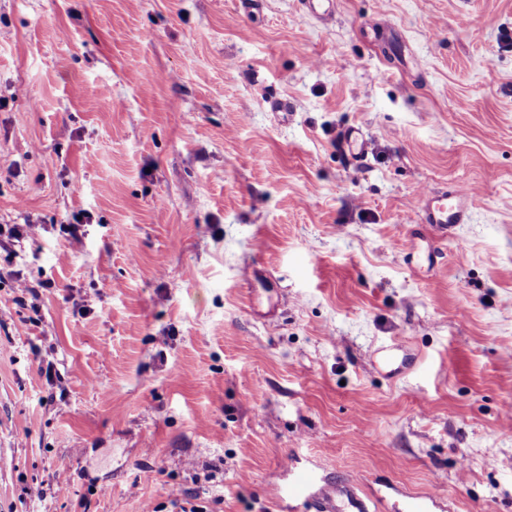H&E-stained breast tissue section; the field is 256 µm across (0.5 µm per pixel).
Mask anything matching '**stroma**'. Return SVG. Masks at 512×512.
Listing matches in <instances>:
<instances>
[{
  "instance_id": "35a3bbf8",
  "label": "stroma",
  "mask_w": 512,
  "mask_h": 512,
  "mask_svg": "<svg viewBox=\"0 0 512 512\" xmlns=\"http://www.w3.org/2000/svg\"><path fill=\"white\" fill-rule=\"evenodd\" d=\"M1 224L0 512H512V0H0ZM339 151L352 164L363 166L368 163V142L360 128L348 127L342 130ZM419 224L447 229L448 224H465L477 203L476 193L455 187L450 191H425L421 195ZM292 477L288 484L276 491L275 499L279 502L300 501L307 511L314 512H348L336 504V487L322 481L318 473L311 469H297L288 459L284 463Z\"/></svg>"
}]
</instances>
